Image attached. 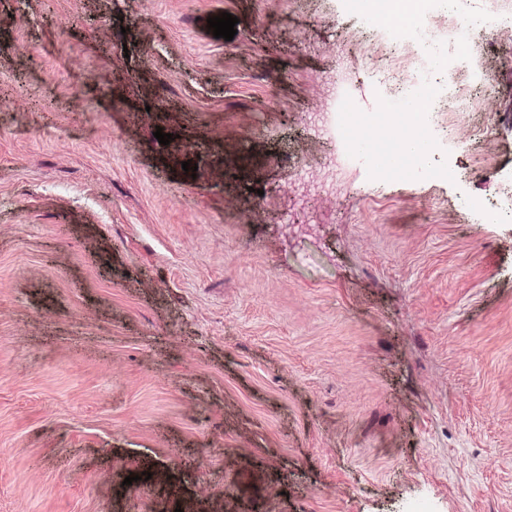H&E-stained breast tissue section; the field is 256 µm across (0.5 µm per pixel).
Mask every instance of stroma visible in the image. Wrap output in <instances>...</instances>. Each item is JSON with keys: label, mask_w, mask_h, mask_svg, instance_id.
<instances>
[{"label": "stroma", "mask_w": 512, "mask_h": 512, "mask_svg": "<svg viewBox=\"0 0 512 512\" xmlns=\"http://www.w3.org/2000/svg\"><path fill=\"white\" fill-rule=\"evenodd\" d=\"M494 36L379 171L330 81L434 60L344 0H0V512H512ZM452 79L451 68H448V95L437 96L428 101L429 112H470L473 99H477L481 95L489 98L493 93L492 86L488 84L471 88L469 95L462 94L457 90L453 91ZM404 108L411 112H406V115L411 118L414 123L421 128V134L417 139L404 141L402 144L401 154L412 155L416 157L419 164L423 163L422 151L428 140V127L426 120L425 104L417 100H406L404 102ZM423 128L425 129V137L423 134Z\"/></svg>", "instance_id": "1"}]
</instances>
